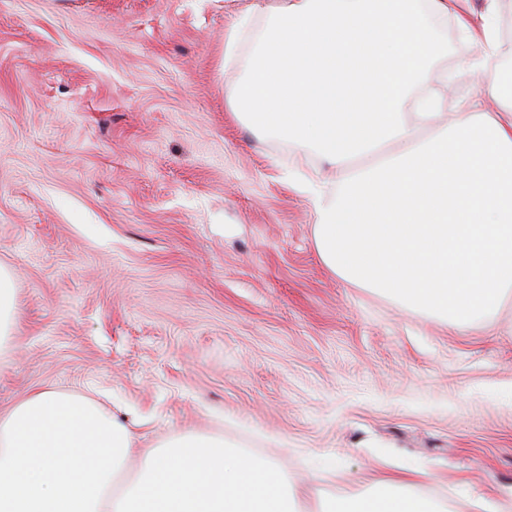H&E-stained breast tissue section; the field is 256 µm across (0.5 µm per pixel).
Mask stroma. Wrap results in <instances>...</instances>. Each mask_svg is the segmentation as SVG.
<instances>
[{"label":"stroma","instance_id":"stroma-1","mask_svg":"<svg viewBox=\"0 0 512 512\" xmlns=\"http://www.w3.org/2000/svg\"><path fill=\"white\" fill-rule=\"evenodd\" d=\"M250 2L0 0V413L56 389L144 448L220 437L306 512L388 479L512 512V301L452 326L324 266L309 183L335 169L230 109ZM454 32L421 94L492 107ZM247 25L246 16H242L232 24L224 37V65L230 66L238 59V47L244 28ZM14 283L10 269L0 265V353L11 347L16 326L17 293Z\"/></svg>","mask_w":512,"mask_h":512}]
</instances>
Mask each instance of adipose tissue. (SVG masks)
I'll return each mask as SVG.
<instances>
[{"label": "adipose tissue", "instance_id": "adipose-tissue-1", "mask_svg": "<svg viewBox=\"0 0 512 512\" xmlns=\"http://www.w3.org/2000/svg\"><path fill=\"white\" fill-rule=\"evenodd\" d=\"M467 2L286 0L265 9L249 58L238 57L246 18L224 37L225 65L247 69L233 112L340 174L338 191L312 197L325 266L451 324L481 320L512 295V71L496 64L498 6L477 16ZM447 18L480 47L472 66L497 111L471 100L447 114L426 98L407 113ZM366 154L376 165L349 169ZM299 497L278 463L220 438L136 448L126 426L74 393L34 392L0 413V512H299ZM321 512L445 509L396 482L383 495L331 498Z\"/></svg>", "mask_w": 512, "mask_h": 512}]
</instances>
